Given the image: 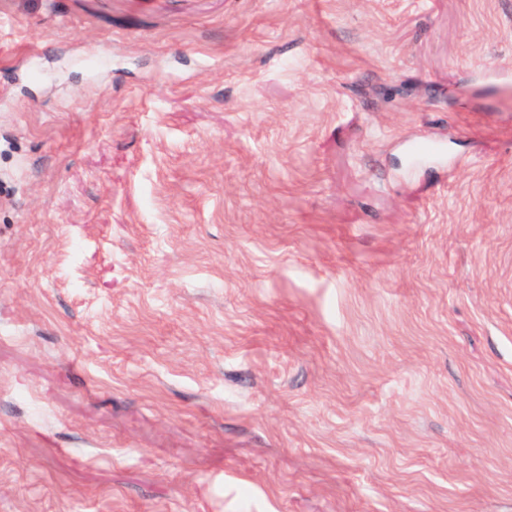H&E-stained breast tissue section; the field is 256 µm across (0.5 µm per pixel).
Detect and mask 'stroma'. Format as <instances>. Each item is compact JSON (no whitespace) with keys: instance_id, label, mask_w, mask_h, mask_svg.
<instances>
[{"instance_id":"1","label":"stroma","mask_w":512,"mask_h":512,"mask_svg":"<svg viewBox=\"0 0 512 512\" xmlns=\"http://www.w3.org/2000/svg\"><path fill=\"white\" fill-rule=\"evenodd\" d=\"M0 512H512V0H0Z\"/></svg>"}]
</instances>
